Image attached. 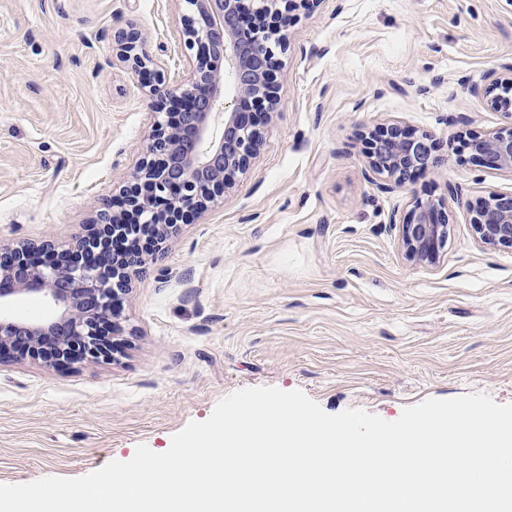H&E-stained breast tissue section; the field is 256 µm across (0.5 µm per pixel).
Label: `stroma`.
I'll return each instance as SVG.
<instances>
[{"label":"stroma","mask_w":512,"mask_h":512,"mask_svg":"<svg viewBox=\"0 0 512 512\" xmlns=\"http://www.w3.org/2000/svg\"><path fill=\"white\" fill-rule=\"evenodd\" d=\"M185 0H0V242L88 237L132 181L154 121L112 57L133 25L169 86L188 78ZM280 104L223 201L146 254L115 360H0V484L74 478L166 451L246 387L300 389L384 420L427 398L512 403V247L472 206L512 172L458 152L512 124L488 73L512 61V0H318L283 30ZM426 132L438 164L383 191L365 132ZM448 207L435 265L409 260L414 201Z\"/></svg>","instance_id":"35a3bbf8"}]
</instances>
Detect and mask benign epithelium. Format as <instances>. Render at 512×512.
Instances as JSON below:
<instances>
[{"instance_id":"obj_1","label":"benign epithelium","mask_w":512,"mask_h":512,"mask_svg":"<svg viewBox=\"0 0 512 512\" xmlns=\"http://www.w3.org/2000/svg\"><path fill=\"white\" fill-rule=\"evenodd\" d=\"M250 9L245 0H186L185 46L190 79L182 89L163 87L161 72L135 28L115 34L116 58L151 81V108L159 120L149 135L134 182L122 191L121 210L106 202L96 216L99 237L78 239L71 254L57 242L0 243V360L44 363L111 360L119 352L112 336L122 331L123 301L143 253L115 256L114 243L130 235L159 247L173 237L185 215L207 208L233 187L256 155L261 125L277 104L273 72L284 50L281 19L295 4ZM485 89L492 106L512 115V63L492 71ZM372 173L383 190L403 185L414 171L434 167V143L397 123L364 134ZM470 158L494 170L512 171V127L474 135ZM448 211L440 201H417L401 224L405 254L433 265L448 241ZM473 231L489 247H512V193L491 192L475 209ZM26 297L43 303L36 315H20Z\"/></svg>"}]
</instances>
